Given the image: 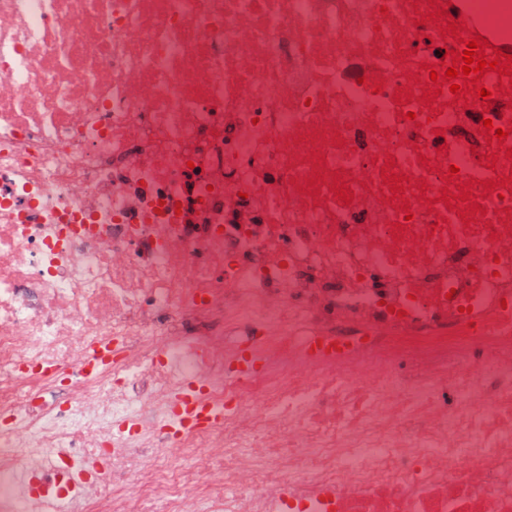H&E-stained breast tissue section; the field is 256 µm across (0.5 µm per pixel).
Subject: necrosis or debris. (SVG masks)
Listing matches in <instances>:
<instances>
[{
  "label": "necrosis or debris",
  "mask_w": 512,
  "mask_h": 512,
  "mask_svg": "<svg viewBox=\"0 0 512 512\" xmlns=\"http://www.w3.org/2000/svg\"><path fill=\"white\" fill-rule=\"evenodd\" d=\"M447 8L0 0V512H512V86L424 99Z\"/></svg>",
  "instance_id": "necrosis-or-debris-1"
}]
</instances>
